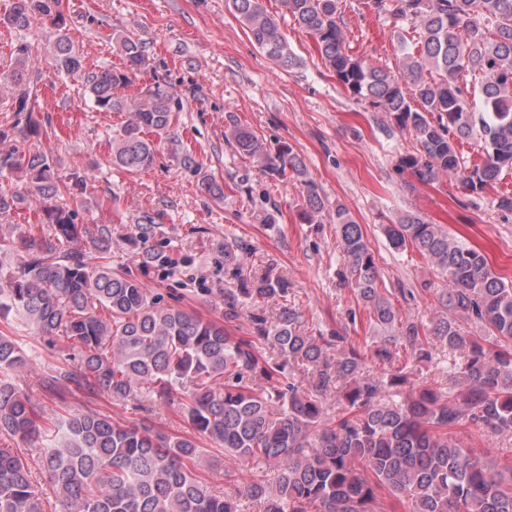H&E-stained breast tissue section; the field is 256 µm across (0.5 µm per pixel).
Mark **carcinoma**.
Segmentation results:
<instances>
[{"label": "carcinoma", "instance_id": "cac0c4a2", "mask_svg": "<svg viewBox=\"0 0 512 512\" xmlns=\"http://www.w3.org/2000/svg\"><path fill=\"white\" fill-rule=\"evenodd\" d=\"M226 3L269 60L283 70L299 66L261 0ZM282 3L350 96L411 134L416 153L401 158V167L422 181L456 179L472 194L512 170V0H372L377 13L418 30V49L401 46L395 71L349 53L338 0ZM65 9L63 0H13L0 24L46 25L56 68L80 80L98 108L124 110L127 100L114 90L141 69L142 45L120 38L124 69L88 72L68 36ZM37 71L31 46L18 43L13 67L0 74V83L18 89L16 121L0 128V143L19 130L39 134L29 107ZM460 75L474 79L480 108L468 100V87L457 84ZM172 100V92L156 84L134 101L132 118L112 138V165L132 173L152 165L177 119ZM224 139L271 178L288 171L299 176L303 216L313 223L324 201L299 155L288 146L273 154L256 132L237 125ZM471 140L481 148L472 164L457 150ZM56 167L43 153L0 150V176L21 183L0 192V214L31 195L38 223L54 228L51 238L30 232L12 242L21 262L0 271V319L32 327L49 345L66 341L68 362L43 377L45 393L61 400L73 389L103 393L114 404L135 407L178 396L191 428L163 436L105 413L71 411L42 423L17 383L30 355L17 337L0 332V436L49 442L40 465L59 512H239L234 498L214 493L198 472L199 436L226 457L272 466L269 477L247 485L262 512H397L399 505L405 512H512V464L457 435L466 424L512 435V282L491 269L481 250L416 212L382 225L392 249H415L446 283L438 294L441 313L426 334L396 313L379 288L361 225L336 206L344 254L337 277L378 326L395 331L374 357L392 364L397 345L418 361L429 359L436 345L447 355L448 388H414L402 368L361 373L363 354L353 345L328 357L290 305L274 320L253 316L251 335L238 337L194 311L161 304L140 281L112 271L109 234L75 224L74 211L61 200L86 176L75 171L64 181ZM83 238L99 254L94 266L71 247ZM287 297L286 281L268 270L256 287L224 294V318L238 317L245 300ZM450 312L481 323L487 336L466 335ZM296 366L305 368L301 381ZM0 512H45L27 460L10 448H0Z\"/></svg>", "mask_w": 512, "mask_h": 512}]
</instances>
